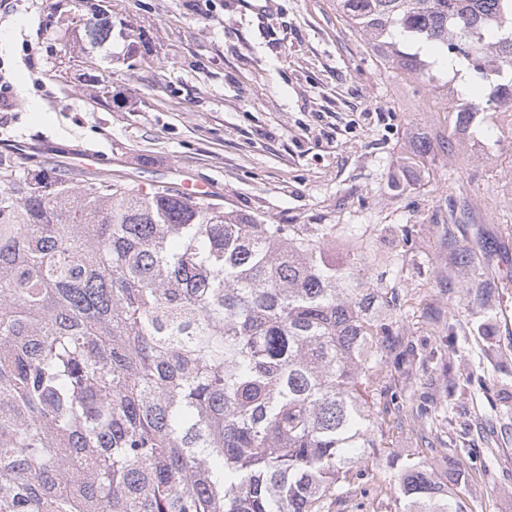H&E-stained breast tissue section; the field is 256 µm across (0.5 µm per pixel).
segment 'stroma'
<instances>
[{
    "label": "stroma",
    "mask_w": 512,
    "mask_h": 512,
    "mask_svg": "<svg viewBox=\"0 0 512 512\" xmlns=\"http://www.w3.org/2000/svg\"><path fill=\"white\" fill-rule=\"evenodd\" d=\"M128 39L87 70L72 0H0V156L145 187H210L264 224H332L331 246L400 290L379 393L386 451L468 476L465 512H512V112H452L392 72L336 0H112ZM136 42L139 60L122 56ZM462 144L456 158L448 148Z\"/></svg>",
    "instance_id": "1"
}]
</instances>
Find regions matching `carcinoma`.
<instances>
[{
  "mask_svg": "<svg viewBox=\"0 0 512 512\" xmlns=\"http://www.w3.org/2000/svg\"><path fill=\"white\" fill-rule=\"evenodd\" d=\"M391 68L475 71L512 98V0H336ZM124 23L100 6L96 63ZM457 133L480 103L455 88ZM334 224H259L166 186L75 185L0 162V512H464L389 453L376 385L399 291L329 250Z\"/></svg>",
  "mask_w": 512,
  "mask_h": 512,
  "instance_id": "obj_1",
  "label": "carcinoma"
}]
</instances>
